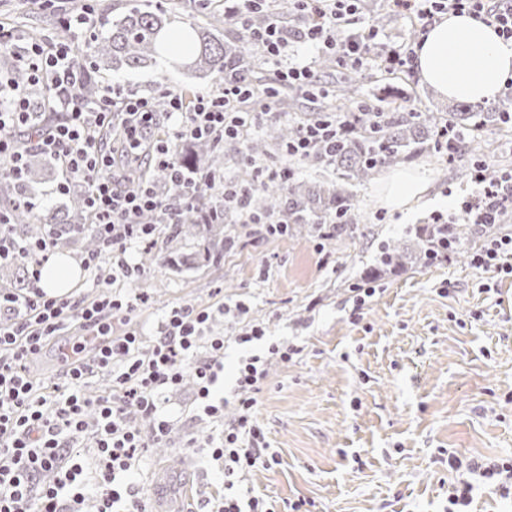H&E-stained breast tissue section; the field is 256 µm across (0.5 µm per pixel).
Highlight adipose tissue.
Returning <instances> with one entry per match:
<instances>
[{"label": "adipose tissue", "mask_w": 512, "mask_h": 512, "mask_svg": "<svg viewBox=\"0 0 512 512\" xmlns=\"http://www.w3.org/2000/svg\"><path fill=\"white\" fill-rule=\"evenodd\" d=\"M419 80L453 101L495 100L512 75V42L495 27L471 14L449 13L429 26L416 49ZM427 191V180L415 171L386 176L381 197L387 207L404 211Z\"/></svg>", "instance_id": "adipose-tissue-1"}]
</instances>
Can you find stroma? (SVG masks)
Here are the masks:
<instances>
[{"label":"stroma","mask_w":512,"mask_h":512,"mask_svg":"<svg viewBox=\"0 0 512 512\" xmlns=\"http://www.w3.org/2000/svg\"><path fill=\"white\" fill-rule=\"evenodd\" d=\"M318 78L330 90L352 79L364 101L387 112L449 107L412 71L395 77L334 67ZM114 82L152 96L182 84L217 89L162 59L103 72L101 85ZM404 167L427 174L425 200L401 213L382 205L380 178L348 183L360 232L339 247L294 231L270 235L255 224L217 262L203 259L205 238L179 244L196 260L177 269L146 264L142 248L132 251L141 274L125 287L150 301L113 318V335L136 325L151 346L166 313L192 304L212 311L208 335L259 324L268 342L300 346L291 360L269 363L257 395L256 420L276 463L253 471L247 486L276 503L305 498L318 512H448L449 453L512 458V277L477 270L466 256L377 266L382 242L400 239L416 250L418 228L435 214L457 213L477 191L459 163L432 150ZM357 282L374 296L359 301ZM89 333L66 326L29 373L52 388L77 337ZM195 397L190 380L168 393L176 427L135 475L153 512H202L224 494L204 450L185 445L216 432L197 415Z\"/></svg>","instance_id":"1"}]
</instances>
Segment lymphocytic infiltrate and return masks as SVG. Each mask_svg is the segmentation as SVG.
Segmentation results:
<instances>
[{
  "label": "lymphocytic infiltrate",
  "instance_id": "f902f5d3",
  "mask_svg": "<svg viewBox=\"0 0 512 512\" xmlns=\"http://www.w3.org/2000/svg\"><path fill=\"white\" fill-rule=\"evenodd\" d=\"M259 0H243L231 15L233 24L259 50L265 63L275 68V83L302 93L316 87L311 66L289 64L292 37L283 18L255 29L250 13ZM358 0H294L303 20L297 37L332 55L337 65L358 69L371 58L378 31L367 25L363 33L339 38L340 29L357 12ZM396 13L432 24L439 14L452 11L486 16L504 40L512 41V0H390ZM27 71L28 84L17 87L0 81V169L21 179L26 150L16 146L13 132L35 117L34 103L54 113L52 126L33 142L35 148L60 163L63 179L59 193L69 191L73 179L87 181L91 190L86 205L100 240L97 253L85 257L86 269L105 271L107 279L132 280L141 270L128 261L129 249L151 240L154 226L142 222L144 213L158 210L168 223L192 212L201 186L214 187L216 199L208 211L198 214L200 223L211 224L227 213L239 223L255 218L247 205V186L218 175H202L179 161L174 142L209 137L220 142L245 138L248 130L273 119V98H255L247 79L237 73L224 75L220 88L185 105L177 91L165 90V112H156L154 100L131 90L107 87L91 101L80 99L78 62L70 43H33L17 57ZM344 116L317 119L298 125L283 150L286 157L305 160L318 154L348 128ZM115 131L129 161H139L144 144H151L153 164L183 186L177 200L164 202L140 182L114 179L113 156L103 149L95 129ZM471 179L480 184L477 195L464 199L460 211L474 224H494L504 209H512V171L486 183L481 167H473ZM51 251L49 239L19 242L0 229V264L28 261L32 288L25 293L0 292V311L15 312L14 321L0 328V512H146L144 498L134 481L148 448L167 442L173 420L162 397L185 378H193L199 407L223 421L220 439L190 438L188 447H205L221 465L226 494L211 502L207 512H275L264 497L243 498L232 492L236 484L272 461L264 434L255 418L254 394L266 376L264 361L253 356L238 368L241 396L233 420L224 418V401L215 390L224 378V339L206 335L211 311L184 305L172 309L149 354L139 352V334L131 330L112 333V316L130 310L134 302L109 295L96 304L49 294L40 286V267ZM475 268L497 275H512V233L486 239L471 258ZM70 322L95 329L102 341L91 362L79 360L83 345H75V360L63 373L56 394L40 392L26 372L50 338ZM110 384L108 394L86 392L94 375ZM88 433L97 453L94 479H86L82 457L74 449L77 434ZM448 467L456 479L448 496V512H463L472 503L470 476L495 483L503 495H512V460L449 455Z\"/></svg>",
  "mask_w": 512,
  "mask_h": 512
}]
</instances>
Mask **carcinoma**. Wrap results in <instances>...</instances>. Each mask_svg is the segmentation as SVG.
<instances>
[{"label": "carcinoma", "instance_id": "obj_1", "mask_svg": "<svg viewBox=\"0 0 512 512\" xmlns=\"http://www.w3.org/2000/svg\"><path fill=\"white\" fill-rule=\"evenodd\" d=\"M169 14L170 8L165 5L159 4L151 9L140 0H130L126 13L107 22L106 33H94L84 43L75 46L76 54L88 62L87 80L80 94L87 99L97 96V74L101 71L156 65ZM281 14H294L290 0H279L272 8L253 10L251 20L260 28L272 16ZM206 18L207 22L193 26L192 33L185 38L191 57L186 67L211 74L216 79L222 78L226 71H239L245 75L257 68V59L247 46L245 35L223 41L215 34L221 23L220 15L212 11L206 14ZM356 99V85L346 81L338 88L336 109L340 110ZM510 112L512 105L506 102L485 112L471 105H457L448 111V122L473 132L477 137L489 123L504 129L512 128V124L507 122ZM349 121L352 129L336 135L330 154L309 158L313 163L334 168L336 180L319 185L296 178L286 185L268 182L253 190L250 197L252 213L263 217L272 212H286L290 231L309 224L314 233L327 240L354 239L359 231V213L346 194L345 183L368 181L385 165L415 158L428 142L435 141L442 117L427 112H375L351 117ZM293 133L294 127L274 121L266 126L261 139L250 143L227 140L221 145L209 139L199 140L184 149V160L201 174H215L223 166L224 152L265 156L272 146L284 148ZM148 175L168 198L181 195V188L169 182L162 171L150 170ZM37 183V165L30 162L24 178L15 184L16 197L12 209L7 212L10 224L23 225V236L31 241L49 237L58 249L79 242L84 251H97L99 241L88 224L85 194L72 198L69 208L60 217H52L41 211L34 212L25 205V201L34 197V185ZM201 228L203 225L196 223L195 216L188 214L182 223L171 226L167 242L197 236ZM469 235L474 237L477 231L469 230L463 224L448 228L451 243L448 252L461 256ZM440 237L442 234L438 227L427 226L425 234L418 235L419 258H426L427 252L436 249ZM409 258L405 243L388 240L381 244L377 264L400 267Z\"/></svg>", "mask_w": 512, "mask_h": 512}]
</instances>
